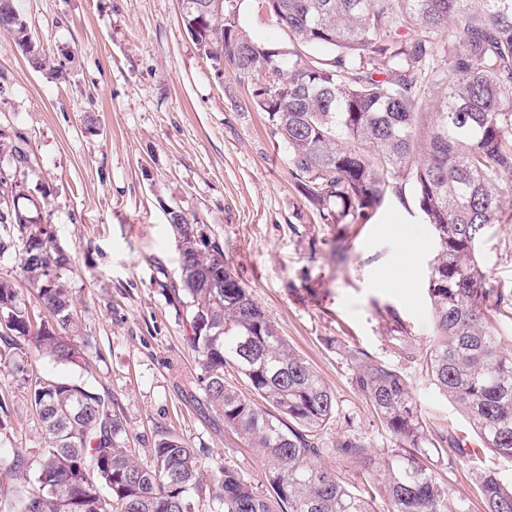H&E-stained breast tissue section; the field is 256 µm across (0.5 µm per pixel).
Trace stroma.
Masks as SVG:
<instances>
[{
    "instance_id": "1",
    "label": "stroma",
    "mask_w": 512,
    "mask_h": 512,
    "mask_svg": "<svg viewBox=\"0 0 512 512\" xmlns=\"http://www.w3.org/2000/svg\"><path fill=\"white\" fill-rule=\"evenodd\" d=\"M31 39L59 77L34 70L0 32V173L23 181L44 223L71 258L63 274L88 339L85 377L123 419L129 447L150 457L161 437L196 448L205 470L233 465L265 489V462L223 412L204 401L201 366L188 344L187 314L159 287L178 281L180 259L168 212L196 217L280 336L331 389L336 411L319 433L321 464L363 495L376 489L353 459L331 454L354 436L377 466L394 440L351 384L347 350L362 349L410 385L432 442L429 467L484 512L475 474L512 479V460L455 454L449 436L477 437L422 362L399 360L386 334L397 314L426 350L433 324L426 280L435 244L413 188L389 196L365 224H323L308 209L269 133L266 113L244 112L250 83L217 71L183 23L182 0H13ZM240 20L258 41L286 36L240 0ZM25 138L29 167L9 150ZM412 245L409 268L399 257ZM488 285L512 292V223L493 225L478 245ZM27 376L0 370V403L12 447L37 461L42 425L25 377L61 375L36 353Z\"/></svg>"
}]
</instances>
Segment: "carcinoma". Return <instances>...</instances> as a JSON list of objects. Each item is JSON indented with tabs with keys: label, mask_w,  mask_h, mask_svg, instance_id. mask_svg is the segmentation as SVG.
I'll use <instances>...</instances> for the list:
<instances>
[{
	"label": "carcinoma",
	"mask_w": 512,
	"mask_h": 512,
	"mask_svg": "<svg viewBox=\"0 0 512 512\" xmlns=\"http://www.w3.org/2000/svg\"><path fill=\"white\" fill-rule=\"evenodd\" d=\"M184 23L217 69L251 80L237 103L268 116L288 146L299 192L324 224H365L388 195L413 184L436 251L427 291L435 342L423 357L434 384L455 401L483 448L512 459V354L494 319L512 294L487 287L478 245L493 224L512 222V0H260L284 45L256 41L239 0H182ZM0 30L47 69L13 0H0ZM0 223L27 239L12 253L50 320L33 321L17 289L0 278V367L25 370V346L70 369L29 385L47 436L36 469L17 448L0 447V503L10 512H378L336 472L317 464V436L335 413L318 373L280 336L239 281L223 246L183 212L170 224L183 239L179 284L157 282L190 312L188 341L203 372L206 402L248 438L268 466L260 491L232 465L204 480L197 451L159 439L144 462L127 446L122 418L79 370L84 351L62 272L68 254L47 235L40 212L0 206ZM387 334L404 360L417 351L396 314ZM351 382L391 433L395 452L373 469L364 445L340 439L334 453L357 460L380 486L387 512H469L425 464L430 444L409 385L361 349L347 351ZM236 375L252 396L229 380ZM485 512H512V482L483 470Z\"/></svg>",
	"instance_id": "obj_1"
}]
</instances>
